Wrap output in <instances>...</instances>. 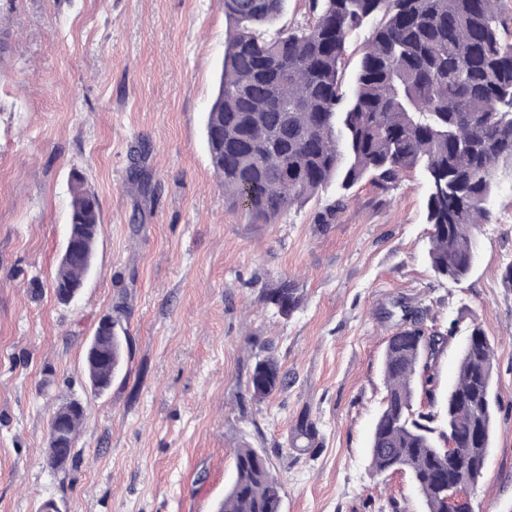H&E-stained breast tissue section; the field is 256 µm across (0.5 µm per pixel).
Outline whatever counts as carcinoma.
Listing matches in <instances>:
<instances>
[{
    "label": "carcinoma",
    "instance_id": "cac0c4a2",
    "mask_svg": "<svg viewBox=\"0 0 512 512\" xmlns=\"http://www.w3.org/2000/svg\"><path fill=\"white\" fill-rule=\"evenodd\" d=\"M312 20L277 27L284 0H224L232 25L218 91L206 117L210 163L224 200L253 224H269L329 187L344 194L368 181L381 188L411 171L426 186L428 258L436 278L462 282L475 256V230L492 219L490 203L512 177V31L501 0H309ZM368 32L351 88L342 87L347 42ZM100 224L98 197L73 179L69 232L77 250L61 260L57 296L83 283ZM260 301L283 318L301 306L286 280ZM400 324L383 361L386 395L370 435L376 475L406 472L426 512H448L460 476L483 477L498 407L496 345L477 322L461 348L457 378L440 389L433 361L458 320L424 326L428 309L401 301ZM112 330L97 326L86 353L88 378L102 393L123 368L113 306ZM288 385L268 355L255 362L248 390L266 399ZM85 417L67 420L64 464ZM302 415L287 445L304 452L317 440ZM467 448L453 455L448 446ZM236 476L215 512H282L281 483L254 448L235 454Z\"/></svg>",
    "mask_w": 512,
    "mask_h": 512
}]
</instances>
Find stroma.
<instances>
[{
  "label": "stroma",
  "mask_w": 512,
  "mask_h": 512,
  "mask_svg": "<svg viewBox=\"0 0 512 512\" xmlns=\"http://www.w3.org/2000/svg\"><path fill=\"white\" fill-rule=\"evenodd\" d=\"M11 32L0 66V512H212L234 452L265 454L283 512H425L409 477L375 476L369 439L385 395L381 361L394 302L458 330L437 359L457 376L471 322L496 343L489 465L473 512H512V185L497 192L465 281L436 279L426 188L327 189L275 223L232 211L210 164L204 118L230 24L224 0H0ZM80 172L101 206L94 269L78 298L51 288ZM343 205L329 224L316 215ZM295 282L285 319L261 289ZM127 306L122 378L101 395L84 352L99 320ZM274 355L288 386L257 401L247 381ZM51 386H43L45 378ZM78 400L75 465L51 468L47 423ZM319 439L286 449L302 413Z\"/></svg>",
  "instance_id": "obj_1"
}]
</instances>
